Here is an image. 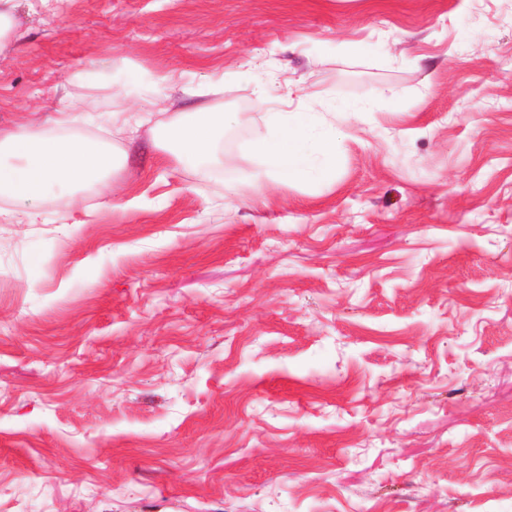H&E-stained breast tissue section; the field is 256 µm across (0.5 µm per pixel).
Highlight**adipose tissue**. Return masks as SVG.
I'll use <instances>...</instances> for the list:
<instances>
[{"instance_id": "adipose-tissue-1", "label": "adipose tissue", "mask_w": 512, "mask_h": 512, "mask_svg": "<svg viewBox=\"0 0 512 512\" xmlns=\"http://www.w3.org/2000/svg\"><path fill=\"white\" fill-rule=\"evenodd\" d=\"M364 103L331 101L322 109L302 112H267L263 128L240 143L242 154L258 158L256 185L291 179L328 182L336 172V144L340 132L336 114L364 112ZM234 112H199L173 132V158L194 165L207 176L205 157L212 140L226 125L238 122ZM113 165L103 146L84 141H60L48 132L21 128L0 134V198L32 201L50 184L71 187L106 186Z\"/></svg>"}]
</instances>
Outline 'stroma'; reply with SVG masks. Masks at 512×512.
<instances>
[{"label": "stroma", "instance_id": "stroma-1", "mask_svg": "<svg viewBox=\"0 0 512 512\" xmlns=\"http://www.w3.org/2000/svg\"><path fill=\"white\" fill-rule=\"evenodd\" d=\"M0 131L111 150L0 219V512H512V0H17ZM332 182L250 186L259 97ZM240 112L208 180L161 137ZM147 114L134 137L113 118ZM91 106V102L83 97H71L64 101L62 108L57 112L59 118L55 120V123L75 122L82 118Z\"/></svg>", "mask_w": 512, "mask_h": 512}]
</instances>
